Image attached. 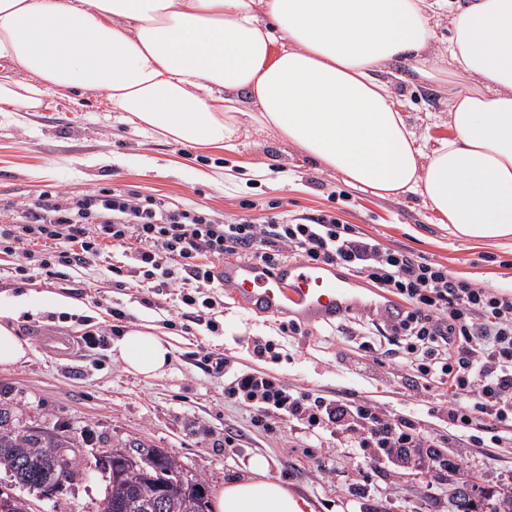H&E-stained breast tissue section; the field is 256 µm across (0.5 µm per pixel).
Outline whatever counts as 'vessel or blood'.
I'll use <instances>...</instances> for the list:
<instances>
[{
	"mask_svg": "<svg viewBox=\"0 0 512 512\" xmlns=\"http://www.w3.org/2000/svg\"><path fill=\"white\" fill-rule=\"evenodd\" d=\"M217 272L225 294L255 314L290 316L314 325L362 308L383 313L393 308L386 295L362 292L353 277L303 259L272 269L257 260L232 261L219 264Z\"/></svg>",
	"mask_w": 512,
	"mask_h": 512,
	"instance_id": "b4317fda",
	"label": "vessel or blood"
}]
</instances>
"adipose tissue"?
I'll return each instance as SVG.
<instances>
[{"mask_svg": "<svg viewBox=\"0 0 512 512\" xmlns=\"http://www.w3.org/2000/svg\"><path fill=\"white\" fill-rule=\"evenodd\" d=\"M447 9L441 42L432 19ZM435 41L464 83L451 137L428 148L376 73L426 70ZM0 63L33 77L0 80V112L73 89L176 141L220 146L269 128L352 187L423 197L459 238L512 241V0H0ZM245 95L257 111L242 110ZM114 348L145 376L170 361L148 326ZM249 471L215 512H306L265 458Z\"/></svg>", "mask_w": 512, "mask_h": 512, "instance_id": "ef3b65f1", "label": "adipose tissue"}]
</instances>
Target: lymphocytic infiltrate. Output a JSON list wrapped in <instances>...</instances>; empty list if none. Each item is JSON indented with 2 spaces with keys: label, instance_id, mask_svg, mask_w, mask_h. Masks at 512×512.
<instances>
[{
  "label": "lymphocytic infiltrate",
  "instance_id": "lymphocytic-infiltrate-1",
  "mask_svg": "<svg viewBox=\"0 0 512 512\" xmlns=\"http://www.w3.org/2000/svg\"><path fill=\"white\" fill-rule=\"evenodd\" d=\"M121 248L140 287L180 293L187 309L219 302L217 262L255 259L273 266L289 258L338 264L390 296L392 313H357L359 346L373 356L402 358L420 397L437 401L454 436L504 441L512 428V292L478 286L446 266L383 246L336 217L278 216L266 224L221 222L202 209L179 210L161 198L136 199L121 190L61 203L42 193L24 204L20 222L0 224V254L17 257L18 279L34 273L61 279L66 269ZM227 400L257 408L267 419L286 416L315 430L336 426L353 447L401 457L403 466L434 472L445 466L443 442L409 417L373 406L312 397L260 372L234 374Z\"/></svg>",
  "mask_w": 512,
  "mask_h": 512
}]
</instances>
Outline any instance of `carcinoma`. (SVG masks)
<instances>
[{"label": "carcinoma", "mask_w": 512, "mask_h": 512, "mask_svg": "<svg viewBox=\"0 0 512 512\" xmlns=\"http://www.w3.org/2000/svg\"><path fill=\"white\" fill-rule=\"evenodd\" d=\"M79 444L60 432L37 430L11 420L10 412L0 409V469L9 474L11 484L0 483V512H31L22 492L39 491L51 495L61 489L58 483L60 459L57 449L77 448ZM182 465L171 453L160 449L153 465L136 468L123 481L117 497L106 492L112 512H151L158 496L167 500V512H208V488L197 479L192 486L178 481Z\"/></svg>", "instance_id": "obj_1"}]
</instances>
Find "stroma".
Returning <instances> with one entry per match:
<instances>
[{
	"label": "stroma",
	"mask_w": 512,
	"mask_h": 512,
	"mask_svg": "<svg viewBox=\"0 0 512 512\" xmlns=\"http://www.w3.org/2000/svg\"><path fill=\"white\" fill-rule=\"evenodd\" d=\"M398 109L427 144L448 139L451 76L422 84L407 65L382 75ZM119 189L165 199L179 209L201 207L221 221L267 223L280 212L327 214L353 224L383 245L447 266L485 288L512 289V246L456 239L419 196L379 197L345 183L271 129L217 150L174 141L131 123L105 97L62 90L32 112H0V220L49 192L80 198ZM15 258L0 255V306L30 295L16 320L30 343L28 361L0 367V406L24 425L61 430L82 441V466L52 498L31 492L32 512H97L106 481L95 466L104 448L131 439L174 455L202 477L210 494L248 476L263 456L271 478L288 485L313 512H455L453 493L467 487L512 496V445L477 446L449 436L431 404L419 401L401 364L363 356L335 324H315L306 335L283 331L282 318L247 313L224 299L209 313L219 323L177 317L176 294L158 295L134 279L117 286L99 259L69 269V287L46 275L13 278ZM125 310L133 326H156L171 343L172 360L160 376L128 372L111 349L79 345L62 359L35 341L37 332L81 336L77 318L108 325V307ZM272 342L275 358L254 355L252 338ZM224 354L233 371H259L328 399L369 403L386 414L411 417L418 427L447 438L453 468L434 474L375 465L341 433L318 443L293 420L255 425L253 411L226 401L224 376L203 362L205 350ZM233 435L225 445V435Z\"/></svg>",
	"instance_id": "1"
}]
</instances>
